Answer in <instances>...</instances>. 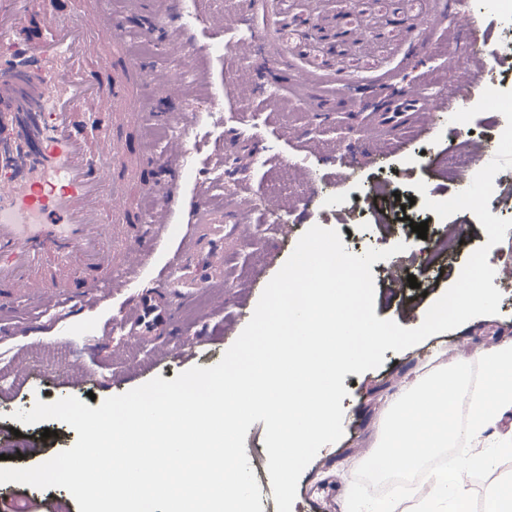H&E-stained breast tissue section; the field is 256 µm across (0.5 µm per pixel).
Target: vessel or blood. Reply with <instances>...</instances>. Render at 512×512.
Returning <instances> with one entry per match:
<instances>
[{"instance_id":"1","label":"vessel or blood","mask_w":512,"mask_h":512,"mask_svg":"<svg viewBox=\"0 0 512 512\" xmlns=\"http://www.w3.org/2000/svg\"><path fill=\"white\" fill-rule=\"evenodd\" d=\"M25 8L26 0H0V315L31 298L74 314L138 272L135 204L154 198L146 232L168 231L188 142L173 135L157 158L126 132L168 122L167 113L144 111L143 95L176 97L181 83L172 73L198 49L171 39V65L158 69L127 51L129 40L155 37L156 28H132L98 0H86L78 26L50 2L34 36L19 28ZM434 106L427 95L385 93L373 123L397 132ZM101 115L105 128L83 135L87 119ZM194 213L175 263L123 318L133 340L176 334L180 304L224 282V232L247 223L249 203L227 211L205 196Z\"/></svg>"}]
</instances>
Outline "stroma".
Here are the masks:
<instances>
[{"instance_id": "35a3bbf8", "label": "stroma", "mask_w": 512, "mask_h": 512, "mask_svg": "<svg viewBox=\"0 0 512 512\" xmlns=\"http://www.w3.org/2000/svg\"><path fill=\"white\" fill-rule=\"evenodd\" d=\"M190 34L203 53L182 74L184 91L161 111L194 116L191 164L180 179L184 206L168 241L152 247L141 272L113 289L98 307L74 317L28 300L0 328V455L7 466L31 467L70 448L77 433L50 420L24 425L18 409L74 396L99 407L106 398L159 377L173 380L192 367L218 363L250 321L259 297L302 234L319 225L337 230L348 252L363 254L405 243L404 252L372 264L375 315L404 328L419 326L428 308L455 281L470 255L486 243L469 211L448 218L423 206L460 192L443 169L454 150L451 117L474 106L481 91H512V7L506 0H239L233 29L224 27V0H188ZM392 86L420 90L438 108L426 125L387 138L377 158L364 154L371 117L367 102ZM505 123L483 112L461 124L475 143L472 168L496 153ZM356 163H341L342 152ZM424 182L425 192L415 185ZM233 208L239 198L284 197L287 207L253 209L249 224L224 240V297L183 319L191 347L171 340L138 344L121 328L134 298L151 287L176 255L192 224L197 196ZM404 212H395L392 201ZM437 238L462 226L449 260L428 263L412 224ZM291 227L290 236L277 232ZM390 271L418 285L393 288ZM498 314L479 316L343 379L348 394L342 438L320 449L303 471L292 512H347L359 465L377 447L384 410L449 359L476 362L482 350L512 339V287L501 286ZM55 431L54 441L44 430ZM512 482V456L474 465L470 512H485L493 492ZM0 512H78L67 490L0 484Z\"/></svg>"}]
</instances>
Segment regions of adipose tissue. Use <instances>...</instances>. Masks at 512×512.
Returning a JSON list of instances; mask_svg holds the SVG:
<instances>
[{"instance_id":"adipose-tissue-1","label":"adipose tissue","mask_w":512,"mask_h":512,"mask_svg":"<svg viewBox=\"0 0 512 512\" xmlns=\"http://www.w3.org/2000/svg\"><path fill=\"white\" fill-rule=\"evenodd\" d=\"M481 358L491 376L492 385L486 392L473 398V419L471 427V458L454 463L450 468L435 474L423 475L421 492L423 498H438L454 495L457 512H468L469 480L471 461L485 457V442L482 426L487 419L486 405L493 402L504 410L512 409V343L504 342L494 348L482 351Z\"/></svg>"}]
</instances>
